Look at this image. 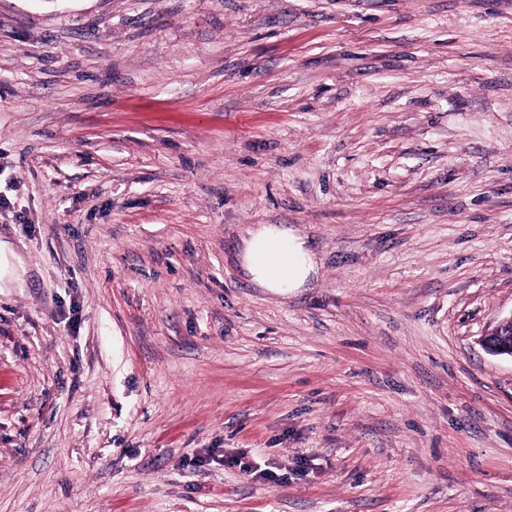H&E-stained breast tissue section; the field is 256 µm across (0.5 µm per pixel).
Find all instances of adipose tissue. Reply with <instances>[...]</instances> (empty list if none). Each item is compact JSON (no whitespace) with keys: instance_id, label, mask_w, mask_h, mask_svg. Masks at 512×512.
<instances>
[{"instance_id":"1","label":"adipose tissue","mask_w":512,"mask_h":512,"mask_svg":"<svg viewBox=\"0 0 512 512\" xmlns=\"http://www.w3.org/2000/svg\"><path fill=\"white\" fill-rule=\"evenodd\" d=\"M238 261L257 287L276 295L307 287L317 275V262L304 237L281 224L246 228Z\"/></svg>"}]
</instances>
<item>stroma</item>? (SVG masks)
I'll use <instances>...</instances> for the list:
<instances>
[{
  "label": "stroma",
  "instance_id": "1",
  "mask_svg": "<svg viewBox=\"0 0 512 512\" xmlns=\"http://www.w3.org/2000/svg\"><path fill=\"white\" fill-rule=\"evenodd\" d=\"M4 241L0 512H512V0H0ZM254 225L244 231L238 255L250 282L282 296L307 288L317 275V262L305 238L284 224ZM510 326L511 331L503 332L502 327ZM503 336H509L505 338ZM482 346L490 353L507 355L512 358V315L481 339Z\"/></svg>",
  "mask_w": 512,
  "mask_h": 512
}]
</instances>
